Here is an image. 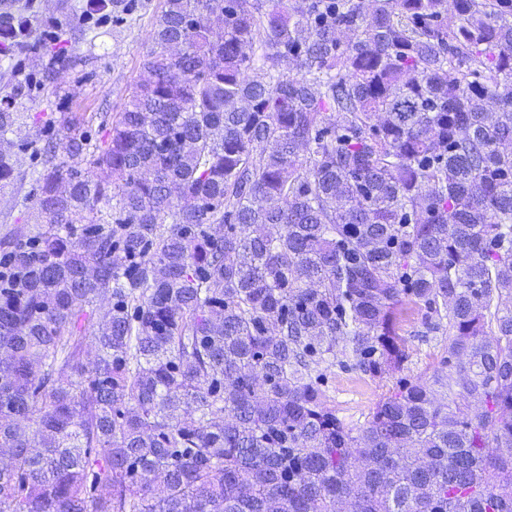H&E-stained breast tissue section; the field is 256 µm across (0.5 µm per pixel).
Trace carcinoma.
Returning <instances> with one entry per match:
<instances>
[{"mask_svg": "<svg viewBox=\"0 0 512 512\" xmlns=\"http://www.w3.org/2000/svg\"><path fill=\"white\" fill-rule=\"evenodd\" d=\"M152 39L106 140L35 148L15 103L78 58L33 80L0 12L46 221L0 234V512H512V0H164ZM403 306L454 399L355 432L329 375L401 369Z\"/></svg>", "mask_w": 512, "mask_h": 512, "instance_id": "1", "label": "carcinoma"}]
</instances>
